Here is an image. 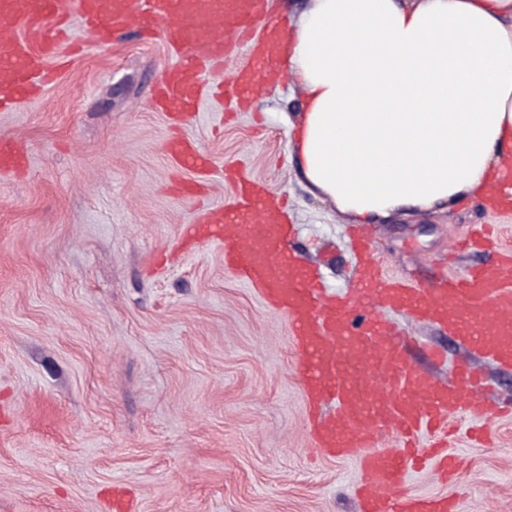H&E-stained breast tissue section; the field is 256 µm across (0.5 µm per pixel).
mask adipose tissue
Listing matches in <instances>:
<instances>
[{"label":"adipose tissue","mask_w":512,"mask_h":512,"mask_svg":"<svg viewBox=\"0 0 512 512\" xmlns=\"http://www.w3.org/2000/svg\"><path fill=\"white\" fill-rule=\"evenodd\" d=\"M276 47L303 92L288 146L339 212L486 197L512 166V0H311Z\"/></svg>","instance_id":"obj_1"}]
</instances>
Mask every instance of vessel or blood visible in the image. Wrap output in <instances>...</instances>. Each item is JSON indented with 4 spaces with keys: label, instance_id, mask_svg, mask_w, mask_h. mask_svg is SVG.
Here are the masks:
<instances>
[{
    "label": "vessel or blood",
    "instance_id": "1",
    "mask_svg": "<svg viewBox=\"0 0 512 512\" xmlns=\"http://www.w3.org/2000/svg\"><path fill=\"white\" fill-rule=\"evenodd\" d=\"M265 12L266 0H0V110L42 92L53 78L47 62L64 43L80 35L109 42L135 24L162 26L180 58L157 89L158 110L194 108L206 73L222 70L234 48L249 58L232 86L237 99H246L265 78L247 41ZM169 148L181 168L198 172L210 165L208 155L183 139L171 140ZM25 163L14 142L1 138L0 172ZM280 212L276 195L244 178L232 205L187 225L184 234L216 242L225 269L287 319L308 405L316 409L327 399L337 405L332 417H312L314 446L357 463L361 512H455L447 497L410 494L408 469L427 466L458 477V455L448 448L456 421H468L473 437H481L482 421L512 414V400L482 401L476 395L480 375L465 365L458 367L452 388L417 370L408 340L372 312L387 307L441 324L487 360L510 367L512 251L501 253L492 270L441 274L416 286L385 273L360 235L351 291L329 297L292 248L291 229L281 223ZM423 434L430 438L425 448L417 445Z\"/></svg>",
    "mask_w": 512,
    "mask_h": 512
}]
</instances>
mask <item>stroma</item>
Returning a JSON list of instances; mask_svg holds the SVG:
<instances>
[{
    "label": "stroma",
    "instance_id": "stroma-1",
    "mask_svg": "<svg viewBox=\"0 0 512 512\" xmlns=\"http://www.w3.org/2000/svg\"><path fill=\"white\" fill-rule=\"evenodd\" d=\"M177 61L159 30L65 45L43 96L0 112V136L28 154L0 175V512H111L116 488L132 512H359L356 462L313 448L287 320L225 271L219 247L180 239L232 201L235 168L287 198L297 253L329 290L349 289L351 220L309 191L287 149L301 92L283 80L239 111L208 93L176 123L151 100ZM177 135L210 154L207 171L176 165ZM477 224L512 250V209L470 196L374 222L375 251L388 274L425 284ZM379 315L416 337L410 361L438 381L466 361L512 396V368L447 328ZM486 433L449 438L462 479L412 469L409 491L512 512V416Z\"/></svg>",
    "mask_w": 512,
    "mask_h": 512
}]
</instances>
